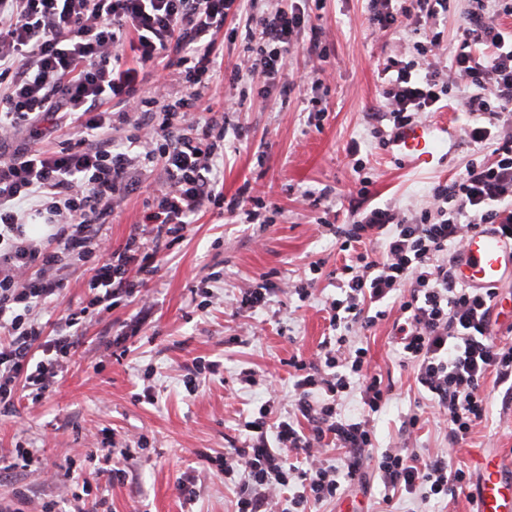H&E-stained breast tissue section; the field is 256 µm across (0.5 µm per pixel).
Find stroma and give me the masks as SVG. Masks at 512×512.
<instances>
[{
  "instance_id": "1",
  "label": "stroma",
  "mask_w": 512,
  "mask_h": 512,
  "mask_svg": "<svg viewBox=\"0 0 512 512\" xmlns=\"http://www.w3.org/2000/svg\"><path fill=\"white\" fill-rule=\"evenodd\" d=\"M371 5V0H323L313 28L299 34L289 66L323 72V86L289 89L278 82L263 98L249 83H240L248 98L237 117L241 137L224 139V194L231 197L251 185L272 204L269 222L247 224L215 210L196 216L184 238L160 255V270L147 287L149 306L134 303L87 319L75 338L72 363L45 399L0 413V459L10 460L19 445L39 450L37 470L0 472V504L14 512H40L51 503L56 512H69L81 488L53 482L51 474L83 466L86 454L101 444L139 439L142 448L120 462L123 480L112 483L100 475L98 491L86 496V503L101 496L107 512H234L237 482L225 481L205 457L242 447V420L268 404L264 387H241L236 375L251 368L272 376L279 391L278 402L270 404L273 416L293 410L289 361L314 358L332 334L326 302L341 295L334 273L345 254L335 234L319 224L305 192L331 189L338 223L348 222L359 202L352 165L360 158L372 179L369 205L410 213L426 207L432 187L457 177L473 153L462 133L469 121V90L459 80L449 107L429 115L456 132L442 167L415 173L372 138L370 130L385 110L383 69L415 58L418 36L407 27L391 36L373 33ZM312 98L326 110L318 123L309 118ZM353 141L360 144L355 157L347 151ZM160 179L157 171L144 174L114 211L104 227L113 245L125 242ZM315 263L321 266L316 273L310 270ZM263 276L279 285L280 293L253 312L236 314L234 298ZM65 278L64 298L41 314L45 333L86 298L85 268L67 267ZM203 280L210 297L201 310L191 290ZM301 288L309 298L299 299ZM391 330L386 319L361 332L369 370L392 387L390 400L373 416L378 450L400 449L426 459L448 453L474 477L482 455L512 465V404L504 403L503 388L486 379L485 418L466 442L449 447L448 427L413 367L401 364ZM200 362L218 363L219 369L192 395L185 382ZM148 386L155 395L150 404L136 398ZM413 416L414 428L408 424ZM186 478L195 490L190 503L179 488ZM383 495L375 477L368 491L350 489L315 505L313 512H380Z\"/></svg>"
}]
</instances>
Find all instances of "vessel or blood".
Segmentation results:
<instances>
[{
    "label": "vessel or blood",
    "mask_w": 512,
    "mask_h": 512,
    "mask_svg": "<svg viewBox=\"0 0 512 512\" xmlns=\"http://www.w3.org/2000/svg\"><path fill=\"white\" fill-rule=\"evenodd\" d=\"M452 130L444 123L420 121L401 128L394 144L411 170L428 173L437 168ZM460 282L492 288L512 280V241L488 225L471 233L455 263ZM480 487L476 512H512V468L485 457L479 462Z\"/></svg>",
    "instance_id": "vessel-or-blood-1"
}]
</instances>
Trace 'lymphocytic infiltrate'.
Returning <instances> with one entry per match:
<instances>
[{"instance_id": "1", "label": "lymphocytic infiltrate", "mask_w": 512, "mask_h": 512, "mask_svg": "<svg viewBox=\"0 0 512 512\" xmlns=\"http://www.w3.org/2000/svg\"><path fill=\"white\" fill-rule=\"evenodd\" d=\"M450 70L432 66L418 75V60L437 36L417 45V58L396 62L383 95L389 128L373 136L388 145L395 130L436 111L456 75L472 90L465 135L486 151L470 159L451 182L433 187L431 203L414 216L390 207L359 206L335 234L348 260L336 270L342 295L328 305L331 337L315 360H293L294 415L270 425L261 405L244 428L248 444L212 463L226 479L243 474L236 512H310L335 500L342 481L361 478L367 459L385 488L384 503L403 491L444 502L468 481L447 457L387 450L373 456L370 416L389 387L369 373L359 330L385 318L380 305L394 299L392 331L398 353L413 365L448 426V443L469 438L486 415L487 377L512 384V345L491 331L495 288H467L456 277L455 257L469 233L492 224L512 239V32L498 17L512 0H468ZM450 0H372L370 23L388 35L400 19L430 24L447 14ZM244 0H0V407L41 401L73 357L74 336L88 315L145 302L158 255L183 238L210 209L264 208L261 197L224 196V137L244 101L223 110L203 108L208 91L246 81L266 96L275 81L296 85L288 57L296 33L311 24L299 0L244 13ZM230 19L244 22L248 44L239 64L225 69L218 35ZM164 79L178 97L162 103L142 84ZM130 130L125 146L112 142L114 125ZM25 131V143L14 144ZM159 170L164 185L153 194L125 243L106 245L104 224L137 190L138 173ZM31 224L50 226L30 238ZM381 241V256L363 251ZM90 271L85 306L69 310L54 335L44 333L39 311L64 288L62 269ZM360 389L364 412L345 419L342 393ZM340 465L320 461L329 447ZM304 466H296L295 456ZM291 489L280 503L279 489Z\"/></svg>"}]
</instances>
